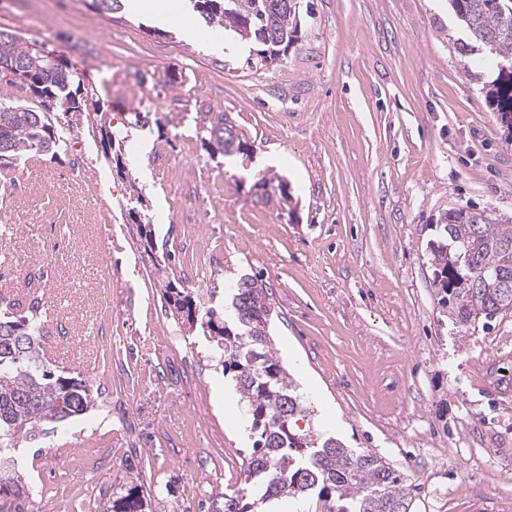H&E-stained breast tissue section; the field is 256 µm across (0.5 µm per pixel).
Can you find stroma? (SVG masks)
<instances>
[{
	"instance_id": "stroma-1",
	"label": "stroma",
	"mask_w": 512,
	"mask_h": 512,
	"mask_svg": "<svg viewBox=\"0 0 512 512\" xmlns=\"http://www.w3.org/2000/svg\"><path fill=\"white\" fill-rule=\"evenodd\" d=\"M297 3V38L259 68L221 30L190 42L92 0H0V28L53 49L129 133L120 175L95 113L54 112L65 150L0 181V294L47 272V320L69 334L46 356L94 398L17 450L30 512H103L135 478L156 512H221L252 442L160 283L209 307L242 274L272 289V347L314 407L301 430L384 457L411 512H512V313L460 332L430 264L448 209L512 220V141L455 50L449 0ZM216 112L247 151L210 150Z\"/></svg>"
}]
</instances>
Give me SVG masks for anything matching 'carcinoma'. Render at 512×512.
Instances as JSON below:
<instances>
[{"label": "carcinoma", "instance_id": "carcinoma-1", "mask_svg": "<svg viewBox=\"0 0 512 512\" xmlns=\"http://www.w3.org/2000/svg\"><path fill=\"white\" fill-rule=\"evenodd\" d=\"M208 26L234 30L237 19L249 22V41L257 44V63L280 59L295 38L297 9L287 0H192ZM465 38L456 43L462 58H492L496 69L484 76L487 94L501 122L512 133V0H450ZM15 63L12 78L0 85L25 92V98L0 95V167L11 168L27 153L56 156L67 146L70 129L53 121L51 112H99L94 88L74 85L63 63L44 60L34 44L0 30V60ZM208 143L230 155L247 147L222 112L209 120ZM144 248L153 245L152 229L135 219ZM431 266L439 304L462 328L488 323L512 313V227L484 210L452 208L435 225ZM469 258L459 278L448 255ZM169 313L199 324L224 374L235 381L245 408L253 453L247 460L246 487L224 496V512H256L257 505L279 498L316 496L327 512H411L405 476L383 457L345 446L334 437L320 438L297 427V417L311 414L298 387L274 355L270 336L272 292L260 275H242L224 307L201 308L191 292L163 285ZM45 310L36 296L0 295V512H27L35 493L17 472L11 451L54 432V425L80 416L93 403L90 385L45 361ZM152 506L142 484H131L108 501L106 512H145Z\"/></svg>", "mask_w": 512, "mask_h": 512}]
</instances>
